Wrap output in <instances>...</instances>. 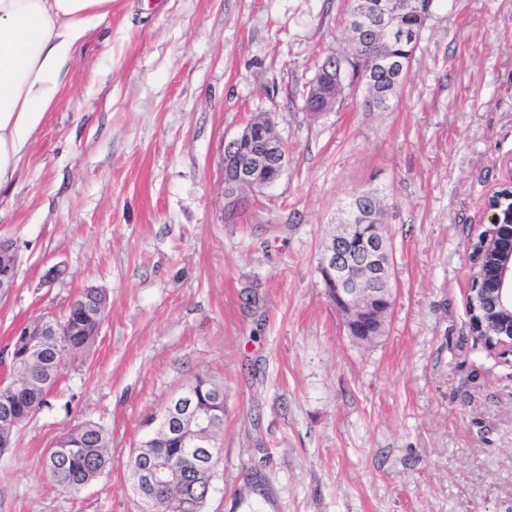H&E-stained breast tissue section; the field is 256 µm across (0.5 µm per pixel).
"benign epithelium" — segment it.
Segmentation results:
<instances>
[{"instance_id": "benign-epithelium-1", "label": "benign epithelium", "mask_w": 512, "mask_h": 512, "mask_svg": "<svg viewBox=\"0 0 512 512\" xmlns=\"http://www.w3.org/2000/svg\"><path fill=\"white\" fill-rule=\"evenodd\" d=\"M409 7L401 0H377L367 12L358 5L351 22L359 26L370 16V30L380 33L374 42L365 72L357 77L356 87L368 90L373 74L392 70L401 76L406 71L408 52L395 54L389 44L398 32L408 31ZM336 98V55L329 56L317 70L305 96V109L320 114V102ZM251 125H246L224 149L222 163L226 209L238 210L247 188H263L270 182L263 175L272 167L283 171L288 165L286 146L281 135L273 132L256 146L244 148L252 141ZM489 219L483 238L492 247L495 262L486 268L488 321L499 322L502 331L490 348L503 355L512 353V207L504 209L487 204ZM18 255L12 239L0 236V297L16 287ZM318 272L327 296L341 314L348 335L360 344H370L384 336L394 306L393 248L385 231V219L374 205L357 192L344 208V220L336 233L325 241ZM12 336L24 345L23 355L8 353V363L18 370L12 380L0 377V448L11 447L14 433L21 423L14 412V395L20 389L45 388L56 373L63 369L64 356L49 359L45 355L47 340L62 346L60 324L52 316L17 324ZM194 382H189L178 394L168 397L158 414L145 423L149 432L133 457L132 489L145 505V512H155L157 499L168 490L178 489L201 496L199 482L194 477L204 472L213 476L219 461L218 443L214 432L216 415L221 409L220 394L206 404L193 400ZM164 447L181 450L176 457L160 451L156 440Z\"/></svg>"}]
</instances>
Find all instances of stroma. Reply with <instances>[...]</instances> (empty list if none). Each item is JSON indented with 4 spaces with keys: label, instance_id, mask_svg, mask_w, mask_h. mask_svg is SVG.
<instances>
[{
    "label": "stroma",
    "instance_id": "obj_1",
    "mask_svg": "<svg viewBox=\"0 0 512 512\" xmlns=\"http://www.w3.org/2000/svg\"><path fill=\"white\" fill-rule=\"evenodd\" d=\"M346 0H114L13 184V327L88 287L108 314L0 456V512H142L141 424L195 376L224 388L204 512H512V356L470 330L469 240L512 157V0H438L391 109L303 94L348 48ZM273 114L288 168L225 219L224 143ZM379 188L395 259L385 336L360 346L325 295L348 194ZM66 274L45 281L51 267ZM111 439L77 494L44 465L85 422Z\"/></svg>",
    "mask_w": 512,
    "mask_h": 512
}]
</instances>
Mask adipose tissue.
Segmentation results:
<instances>
[{"label": "adipose tissue", "instance_id": "adipose-tissue-1", "mask_svg": "<svg viewBox=\"0 0 512 512\" xmlns=\"http://www.w3.org/2000/svg\"><path fill=\"white\" fill-rule=\"evenodd\" d=\"M113 0H0V189L59 105L65 70Z\"/></svg>", "mask_w": 512, "mask_h": 512}]
</instances>
